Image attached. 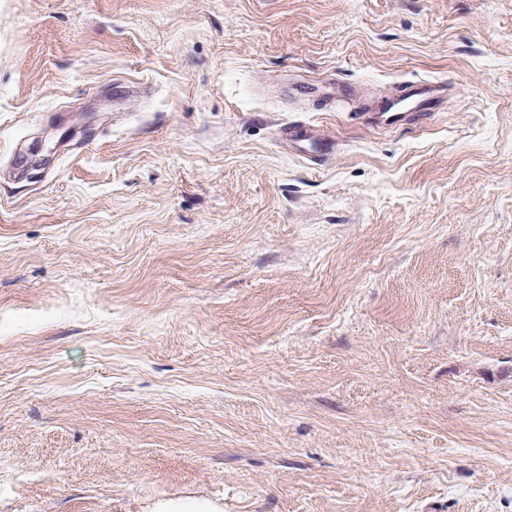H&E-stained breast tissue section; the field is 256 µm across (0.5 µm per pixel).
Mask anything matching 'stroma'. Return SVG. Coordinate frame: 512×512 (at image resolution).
Instances as JSON below:
<instances>
[{
	"label": "stroma",
	"mask_w": 512,
	"mask_h": 512,
	"mask_svg": "<svg viewBox=\"0 0 512 512\" xmlns=\"http://www.w3.org/2000/svg\"><path fill=\"white\" fill-rule=\"evenodd\" d=\"M0 512H512V0H0ZM277 136L286 140L290 138L298 144L304 156L315 164H318L324 155L329 154L334 149L331 141L322 138L318 130L309 125H297L291 129H280Z\"/></svg>",
	"instance_id": "obj_1"
}]
</instances>
